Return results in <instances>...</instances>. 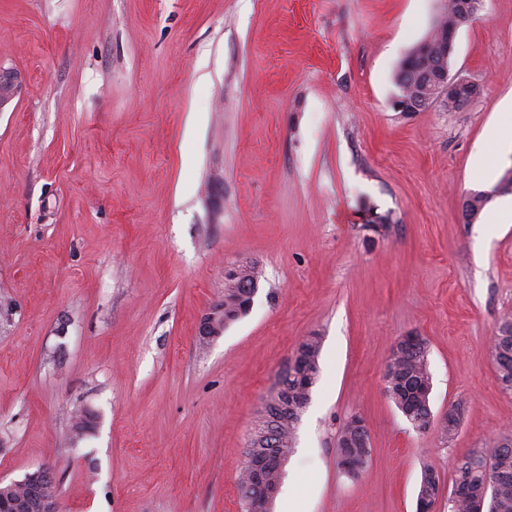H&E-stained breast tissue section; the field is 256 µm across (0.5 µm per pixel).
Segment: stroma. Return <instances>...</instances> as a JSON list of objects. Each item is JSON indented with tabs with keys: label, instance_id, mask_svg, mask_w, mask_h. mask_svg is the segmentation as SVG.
<instances>
[{
	"label": "stroma",
	"instance_id": "35a3bbf8",
	"mask_svg": "<svg viewBox=\"0 0 512 512\" xmlns=\"http://www.w3.org/2000/svg\"><path fill=\"white\" fill-rule=\"evenodd\" d=\"M443 0H0V480L46 469L59 512H242L248 440L305 336L320 373L271 512H416L421 477L512 430L490 341L512 314V195L462 223L512 151L473 171L512 101V0L461 26L462 111L390 106ZM246 315L207 340L224 269ZM428 345L415 432L384 364ZM97 417L72 431L80 408ZM362 417L359 478L336 460ZM23 80L17 71L0 70V112L21 94Z\"/></svg>",
	"mask_w": 512,
	"mask_h": 512
}]
</instances>
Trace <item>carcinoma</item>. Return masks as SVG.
Masks as SVG:
<instances>
[{"label": "carcinoma", "instance_id": "carcinoma-1", "mask_svg": "<svg viewBox=\"0 0 512 512\" xmlns=\"http://www.w3.org/2000/svg\"><path fill=\"white\" fill-rule=\"evenodd\" d=\"M456 25H461V22L456 16L453 0H445L442 13L426 39L433 45L439 28ZM243 305L240 290L229 285L224 286V322L230 325L244 316L247 310ZM305 346L313 356V364L309 366L308 373H302L299 378L292 379L294 383L297 381L303 383L309 376L316 380L319 376L321 337H308ZM491 353L499 384L504 390L512 393V316L506 315L499 321L495 336L492 338ZM387 372L391 377V384L386 386V389L390 390L389 397L413 427H419L424 416L430 412V405L424 400L422 391V387L431 380L426 349L390 358L387 363ZM301 416L300 412L291 415L280 424V443L273 450L275 458L271 463L263 466L257 473L246 467L243 468L238 490L244 512H253L255 502L262 495V487L271 481L281 483L284 462L294 450L292 442L295 438L292 437V433L297 431ZM357 430L358 427L354 426V422L348 421L342 429L336 448L339 465L352 478L360 476L370 456L369 443L357 436ZM503 439L512 441V435L503 434L496 438L489 456L492 459L501 460L512 469V447H501L500 442ZM470 456L472 453L469 452L463 455L462 459L454 462L453 483L468 487L471 495L448 504V512H475L477 498L482 500L483 512H512V480L498 485L490 483L482 465L468 464ZM438 489V475L430 469L425 470L420 482L419 495L431 500L437 495Z\"/></svg>", "mask_w": 512, "mask_h": 512}]
</instances>
